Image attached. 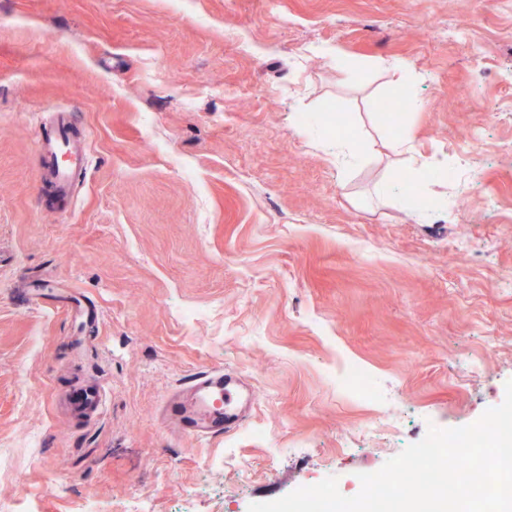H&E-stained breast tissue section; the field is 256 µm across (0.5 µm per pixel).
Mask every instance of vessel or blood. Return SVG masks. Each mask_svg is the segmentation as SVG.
Listing matches in <instances>:
<instances>
[{
	"instance_id": "b4317fda",
	"label": "vessel or blood",
	"mask_w": 512,
	"mask_h": 512,
	"mask_svg": "<svg viewBox=\"0 0 512 512\" xmlns=\"http://www.w3.org/2000/svg\"><path fill=\"white\" fill-rule=\"evenodd\" d=\"M42 153L55 159V183L60 192H68L75 170L87 168L88 154L78 147L66 121H59L51 138L42 140ZM237 374L223 368L203 372L191 382L194 409L181 412L183 433L196 440H206L239 431L245 418L238 409L242 399Z\"/></svg>"
}]
</instances>
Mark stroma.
<instances>
[{"mask_svg": "<svg viewBox=\"0 0 512 512\" xmlns=\"http://www.w3.org/2000/svg\"><path fill=\"white\" fill-rule=\"evenodd\" d=\"M404 82L393 127L371 105ZM332 103L412 161L342 172L293 122ZM57 111L90 157L61 203L37 143ZM435 155L447 210L377 198ZM510 273L512 0H0V512L355 496L502 404ZM350 360L382 406L341 385ZM219 367L255 392L243 428L181 435L166 404Z\"/></svg>", "mask_w": 512, "mask_h": 512, "instance_id": "obj_1", "label": "stroma"}]
</instances>
